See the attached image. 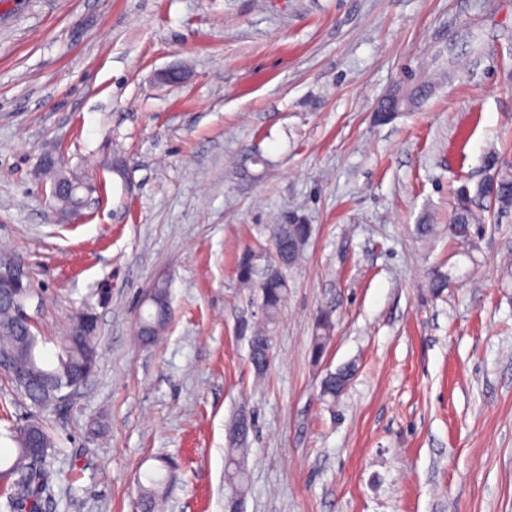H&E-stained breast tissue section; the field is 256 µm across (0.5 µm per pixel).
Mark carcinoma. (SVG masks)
Wrapping results in <instances>:
<instances>
[{"instance_id":"cac0c4a2","label":"carcinoma","mask_w":512,"mask_h":512,"mask_svg":"<svg viewBox=\"0 0 512 512\" xmlns=\"http://www.w3.org/2000/svg\"><path fill=\"white\" fill-rule=\"evenodd\" d=\"M499 184L496 189L484 190L486 196L496 194L498 208H512V175L497 171ZM484 223V218L471 208L460 205L454 213L449 232L461 238L471 237V228ZM310 236L307 224H274L270 228L275 256L268 259L263 249L245 250L238 262V276L247 286L260 292L262 322L253 330L250 338V358L257 373H263L268 364L271 326L276 324L280 307L288 288V269L300 259ZM149 306L147 314L140 315L136 334L143 344L152 343L165 329L171 314L167 283L158 282L148 291L144 300ZM332 332L331 320L321 316L312 337L311 358L317 363L322 358ZM0 347L12 350L29 364L33 379L42 382L30 405L38 410L53 406L54 386L68 378L91 371L98 358L97 337L81 335V329L70 326L57 341L55 358L48 360L39 349V339L33 331V323L17 321L8 306L0 307ZM352 377V370L342 369L328 373L320 384L319 397L336 400L342 396ZM253 424L250 416L236 417L229 427L225 482L229 496L241 498L246 475L240 466L239 455ZM14 448L0 455V473L8 476L0 487V497L5 498L7 512H41V503L50 496L57 479L56 472L45 461L33 462L26 439L21 432L13 436ZM139 485L140 512H157L166 492L165 476L156 471L145 476Z\"/></svg>"}]
</instances>
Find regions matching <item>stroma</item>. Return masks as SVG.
<instances>
[{
    "instance_id": "stroma-1",
    "label": "stroma",
    "mask_w": 512,
    "mask_h": 512,
    "mask_svg": "<svg viewBox=\"0 0 512 512\" xmlns=\"http://www.w3.org/2000/svg\"><path fill=\"white\" fill-rule=\"evenodd\" d=\"M392 93L418 102L384 113ZM47 153L99 176L80 217L35 177ZM493 157L512 173V0H0V259L42 293L47 354L99 316L65 407L0 373V449L32 418L56 440L43 512H135L162 458L165 512H224L243 408V512H512V209L448 233ZM291 220L311 234L259 380L237 265ZM160 280L172 320L143 346ZM331 320L325 315H322L316 322L315 336H312L311 343V358L313 362L318 363L322 358L326 345L330 340V333L332 332ZM351 377V369H342L335 373H328L321 380L319 397L322 400L329 399L335 401L345 393ZM253 424L250 415L237 416L229 427V448H227L225 482L228 490V498L241 499L246 484V475L240 466L239 455L244 452L245 444ZM242 432L241 438L236 439V434Z\"/></svg>"
}]
</instances>
